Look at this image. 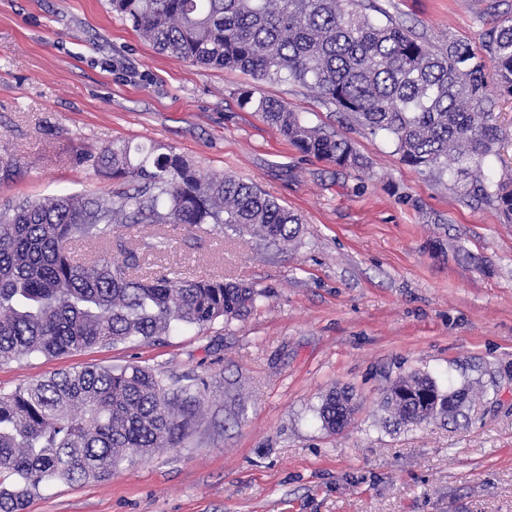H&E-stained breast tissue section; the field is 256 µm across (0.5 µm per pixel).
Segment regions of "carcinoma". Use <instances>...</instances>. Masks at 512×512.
Segmentation results:
<instances>
[{
  "instance_id": "1",
  "label": "carcinoma",
  "mask_w": 512,
  "mask_h": 512,
  "mask_svg": "<svg viewBox=\"0 0 512 512\" xmlns=\"http://www.w3.org/2000/svg\"><path fill=\"white\" fill-rule=\"evenodd\" d=\"M162 53L194 65L238 69L259 80L317 92L372 136L390 138L401 160L433 176L451 174L467 194L512 222V182L485 177L502 130L486 109L490 89L512 97V18L494 23L482 49L450 39L427 48L385 11L377 21L362 0H109ZM299 151L339 167L363 159L350 141L306 126L282 102L239 95ZM95 173L125 188L24 199L0 207V361L59 357L96 345L148 341L178 327L241 317L265 295L253 284L187 279L171 272L133 279L126 259L77 257L112 243L118 224H213L274 246L295 242L302 219L257 186L224 173L201 174L155 144L114 142ZM439 414L456 419L471 402L464 387L441 392L428 376L397 379L384 403L407 424ZM199 394L169 389L150 370L89 365L0 393V512H21L46 482L106 479L135 455L176 443ZM350 398L326 396L319 418L331 432L351 420Z\"/></svg>"
}]
</instances>
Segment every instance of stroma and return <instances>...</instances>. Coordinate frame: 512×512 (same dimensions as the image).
Wrapping results in <instances>:
<instances>
[{
    "instance_id": "obj_1",
    "label": "stroma",
    "mask_w": 512,
    "mask_h": 512,
    "mask_svg": "<svg viewBox=\"0 0 512 512\" xmlns=\"http://www.w3.org/2000/svg\"><path fill=\"white\" fill-rule=\"evenodd\" d=\"M428 46L480 48L512 0H373ZM282 101L349 139L365 168L298 151L240 90ZM489 108L505 140L487 177L512 174V98ZM158 144L205 173L254 183L303 220L280 250L210 224L116 227L151 273L221 275L266 293L249 315L56 358L0 364V392L87 365L193 381L201 404L175 447L109 479L52 482L23 512H512V224L403 162L299 86L160 53L107 0H0V158L23 165L0 201L119 189L92 156ZM470 386L465 416L396 424L381 405L398 377ZM353 394L325 429L327 394ZM349 402L350 398L345 394L332 392L326 396L319 409V418L325 429L336 432L350 422L353 410Z\"/></svg>"
}]
</instances>
